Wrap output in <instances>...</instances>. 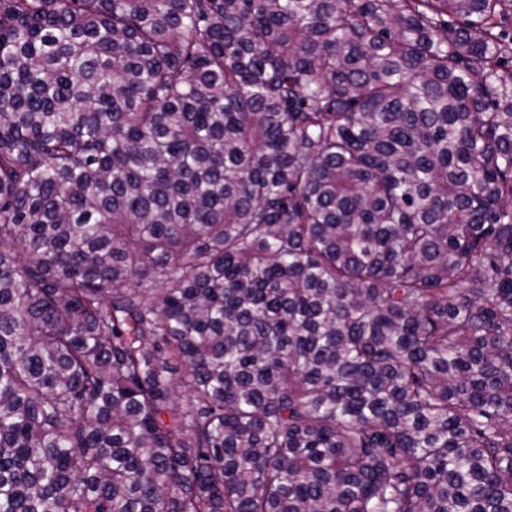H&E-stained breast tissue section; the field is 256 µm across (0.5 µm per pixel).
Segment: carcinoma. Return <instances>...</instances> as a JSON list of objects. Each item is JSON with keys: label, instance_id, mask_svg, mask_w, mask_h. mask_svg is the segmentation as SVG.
I'll use <instances>...</instances> for the list:
<instances>
[{"label": "carcinoma", "instance_id": "carcinoma-1", "mask_svg": "<svg viewBox=\"0 0 512 512\" xmlns=\"http://www.w3.org/2000/svg\"><path fill=\"white\" fill-rule=\"evenodd\" d=\"M511 6L0 0V512H512Z\"/></svg>", "mask_w": 512, "mask_h": 512}]
</instances>
